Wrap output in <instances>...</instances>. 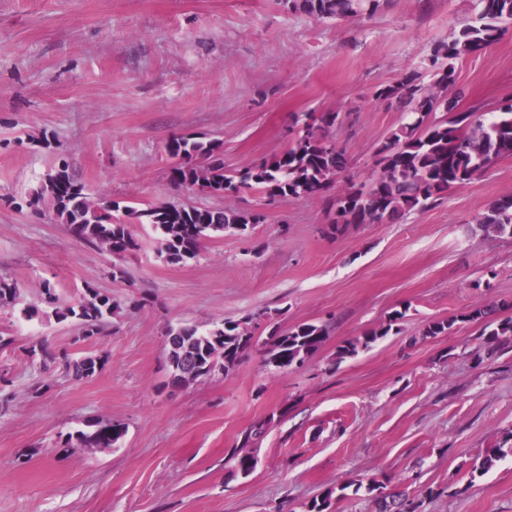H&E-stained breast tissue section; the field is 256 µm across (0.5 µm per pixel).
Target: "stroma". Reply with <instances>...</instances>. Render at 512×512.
Masks as SVG:
<instances>
[{
    "instance_id": "obj_1",
    "label": "stroma",
    "mask_w": 512,
    "mask_h": 512,
    "mask_svg": "<svg viewBox=\"0 0 512 512\" xmlns=\"http://www.w3.org/2000/svg\"><path fill=\"white\" fill-rule=\"evenodd\" d=\"M475 0H388L374 16L318 21L288 0H0V278L19 305L0 306V375L15 399L0 412V512H303L350 482H383L421 512H512V452L472 465L512 435V336L487 354L482 323L512 318V238L477 216L512 193V157L401 223L328 232L337 193L378 172L376 148L401 121L377 85L421 70L431 46L475 16ZM458 109L512 99V34L459 64ZM335 111L352 163L324 195L269 202L175 187L166 145H223L238 172L285 150L295 121ZM68 162L91 196L120 206L264 210L248 234L226 229L184 265L162 256L151 225L113 277L112 255L75 238L30 195ZM69 304L88 289L121 304L106 336L25 320L44 285ZM259 309L286 330L323 325L302 366L279 370L253 351L184 387L170 383L168 327L207 330ZM403 312L388 336L337 359L345 341ZM454 320L429 336L433 321ZM46 342L50 367L29 353ZM104 354L76 380L65 360ZM48 389L29 395L37 383ZM115 420L103 452L64 448L69 434ZM265 430L244 436L256 422ZM257 460L240 475L231 453ZM434 488L428 496L426 488Z\"/></svg>"
}]
</instances>
